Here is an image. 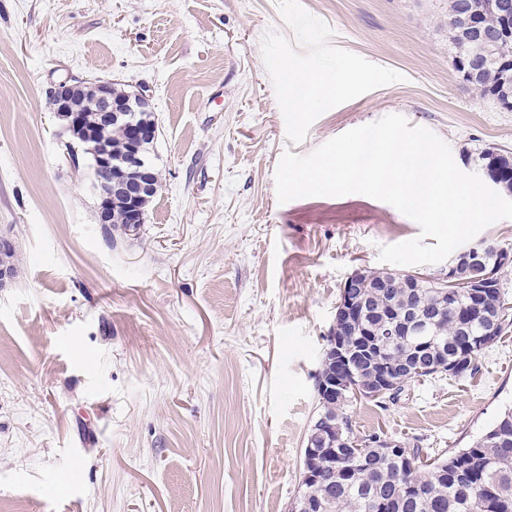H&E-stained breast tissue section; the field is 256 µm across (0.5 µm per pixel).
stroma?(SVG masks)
<instances>
[{
	"mask_svg": "<svg viewBox=\"0 0 512 512\" xmlns=\"http://www.w3.org/2000/svg\"><path fill=\"white\" fill-rule=\"evenodd\" d=\"M448 0H0V512H290L336 302L418 236L362 195L279 203L305 155L398 113L477 172L512 112L462 79ZM341 73L307 111L289 77ZM72 78L146 89L161 187L136 234L97 222L90 160L47 104ZM475 377L357 400L354 434L432 456L512 407V332Z\"/></svg>",
	"mask_w": 512,
	"mask_h": 512,
	"instance_id": "1",
	"label": "stroma"
}]
</instances>
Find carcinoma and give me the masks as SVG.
Segmentation results:
<instances>
[{"mask_svg": "<svg viewBox=\"0 0 512 512\" xmlns=\"http://www.w3.org/2000/svg\"><path fill=\"white\" fill-rule=\"evenodd\" d=\"M464 0H448V30L455 50V65L479 64L477 76L468 84L482 96L495 97L512 71V43L487 47L462 32ZM477 13L473 21L483 27L498 22L483 0H470ZM477 161L493 168L501 188L512 190V160L493 150L478 153ZM361 285L359 292L366 306L361 325L373 334L384 331L382 316L425 304H438L441 319L434 329L435 342L446 345L448 358L457 359L461 368L450 374L437 362H428L419 374L421 380L450 376L462 379L477 372L476 361L491 345L512 328V305L502 287L490 288L484 300L485 315L477 317L474 335L466 336L460 321L448 311V299H438L435 280L407 285L405 275L367 270L354 271ZM416 336H402L400 342H385L374 356L397 362L415 349ZM317 418L340 424V437L312 443L326 452L302 458V473L321 474L335 467L336 481L329 486L302 483V493L292 512H512V408L472 444L431 464L422 461V449L399 448V452L379 456L371 448L364 456L354 453V434L343 406L330 398L318 397ZM336 452H331V449ZM313 506L304 508V498Z\"/></svg>", "mask_w": 512, "mask_h": 512, "instance_id": "cac0c4a2", "label": "carcinoma"}]
</instances>
